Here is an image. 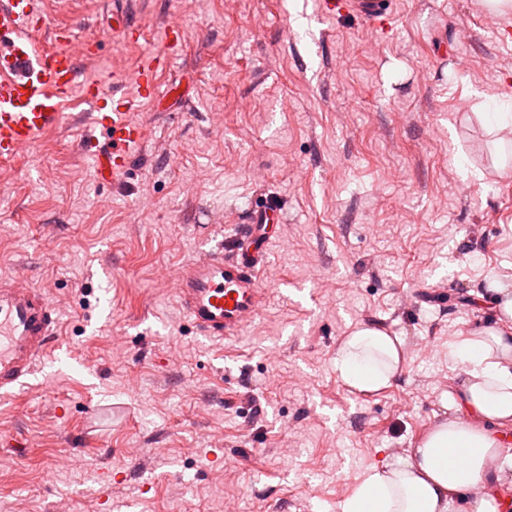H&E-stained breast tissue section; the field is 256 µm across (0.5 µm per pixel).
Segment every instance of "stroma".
Wrapping results in <instances>:
<instances>
[{"label":"stroma","instance_id":"35a3bbf8","mask_svg":"<svg viewBox=\"0 0 512 512\" xmlns=\"http://www.w3.org/2000/svg\"><path fill=\"white\" fill-rule=\"evenodd\" d=\"M322 0H136L138 42L81 76L135 74L177 20L182 53L127 182H98L83 106L0 163V277L55 305L57 349L0 402V512H341L358 478L465 416L448 344L512 289V11L393 0L387 25ZM119 0H52L101 38ZM277 207L268 293L232 341L199 336L163 275ZM401 341L391 386L336 370L358 328ZM98 406L90 418V406Z\"/></svg>","mask_w":512,"mask_h":512}]
</instances>
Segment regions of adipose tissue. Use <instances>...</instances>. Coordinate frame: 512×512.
<instances>
[{
  "label": "adipose tissue",
  "mask_w": 512,
  "mask_h": 512,
  "mask_svg": "<svg viewBox=\"0 0 512 512\" xmlns=\"http://www.w3.org/2000/svg\"><path fill=\"white\" fill-rule=\"evenodd\" d=\"M498 326L462 337L448 355L462 366L452 402L466 418L437 424L397 463L373 468L342 506V512H453L463 492L484 482L477 512H501L496 484L512 470V453L500 442L512 424V297L499 307ZM400 342L380 330H355L336 354V369L361 392L389 386L401 363Z\"/></svg>",
  "instance_id": "1"
}]
</instances>
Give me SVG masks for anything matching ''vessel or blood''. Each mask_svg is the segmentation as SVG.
<instances>
[{
    "instance_id": "vessel-or-blood-1",
    "label": "vessel or blood",
    "mask_w": 512,
    "mask_h": 512,
    "mask_svg": "<svg viewBox=\"0 0 512 512\" xmlns=\"http://www.w3.org/2000/svg\"><path fill=\"white\" fill-rule=\"evenodd\" d=\"M46 0H0V160L16 157L65 118L66 100L79 93L86 105L83 148L106 183L124 182L149 138L136 116L140 101H156L159 70L183 39L176 24L165 27L167 52L149 57L133 79L116 77L111 89L96 79L80 80L78 59L96 55L90 41L76 42L71 29L48 30ZM328 13L343 11L372 28L388 20L392 0H325ZM139 29L127 12H118L107 34L126 44ZM273 210L251 207L238 233V245L208 252L174 274L176 294L188 322L206 338L237 336L266 300L260 288L268 224ZM58 323L49 297L26 279L0 278V394L23 390L35 364L47 352Z\"/></svg>"
}]
</instances>
